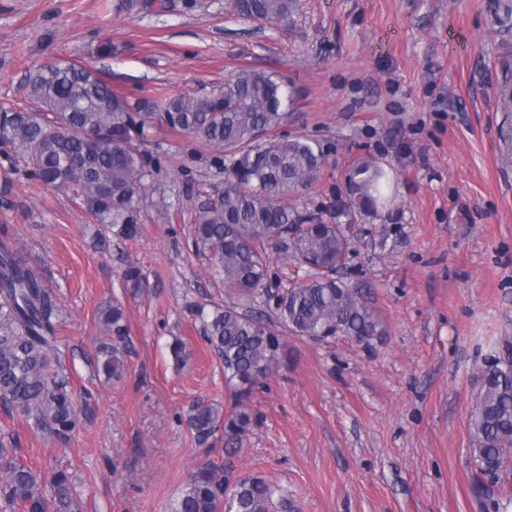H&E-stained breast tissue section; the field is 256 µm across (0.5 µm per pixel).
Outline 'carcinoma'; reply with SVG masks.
<instances>
[{"label":"carcinoma","instance_id":"cac0c4a2","mask_svg":"<svg viewBox=\"0 0 512 512\" xmlns=\"http://www.w3.org/2000/svg\"><path fill=\"white\" fill-rule=\"evenodd\" d=\"M238 15L255 21H288L295 0H235ZM294 89L275 72L241 68L206 96L195 93L133 97L64 61L30 74L29 105L0 109V154L24 163L28 176L71 191L99 226L118 240L139 233L147 191L160 163L144 149L147 132L167 128L218 154L224 187L197 207L192 233L198 251L234 300L196 316L208 347L224 365V379L236 385L231 410L197 402L185 423L206 443L224 434V447L251 430L248 399L264 383L282 354L279 330L313 341L348 337L371 347L387 335L381 315L362 289L343 282L350 241L346 225L372 214L385 200L392 170L370 158L355 159L346 174L348 201L338 221L311 222L291 203L312 188L327 163L320 142L278 133L288 120ZM0 225V405L17 412L47 440H66L77 429V406L68 381L53 369L58 299L42 273L5 239ZM305 270L304 279L279 287L273 263ZM125 286L136 296L145 275L124 269ZM273 305L276 320L254 315L258 301ZM102 331L117 342L127 326L119 303L102 308ZM97 368L108 377L124 370L114 344L99 348ZM480 388L468 419L469 451L478 473L473 482L482 512H500L484 477L508 471L512 461V336L496 338L480 368ZM0 498L4 509L22 512H82L67 473L46 482L41 474L0 448ZM170 512H296L278 486L251 476L229 486L214 467L193 473Z\"/></svg>","mask_w":512,"mask_h":512}]
</instances>
